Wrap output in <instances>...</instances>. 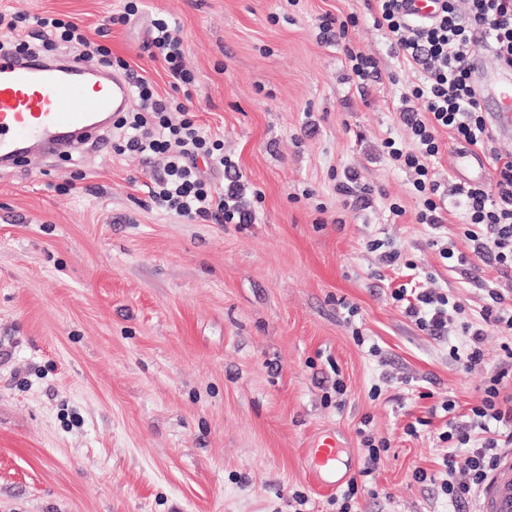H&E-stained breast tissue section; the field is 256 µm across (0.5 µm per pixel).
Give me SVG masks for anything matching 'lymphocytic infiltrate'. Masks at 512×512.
<instances>
[{"instance_id":"1","label":"lymphocytic infiltrate","mask_w":512,"mask_h":512,"mask_svg":"<svg viewBox=\"0 0 512 512\" xmlns=\"http://www.w3.org/2000/svg\"><path fill=\"white\" fill-rule=\"evenodd\" d=\"M436 16L428 22L412 21L403 12V0H365L376 29L397 46L405 68L417 71L401 98L399 118L410 131V142L386 139L384 147L390 163L414 175L412 186L420 199L417 223L439 230L454 208H462L466 218L463 235L472 246L471 255L455 254L444 247L443 258L467 264L469 257L495 264L501 272H512V156L491 153L497 173L494 188L481 183L455 182L445 187L436 179L434 163L442 148L440 130L452 139L479 149L489 147L487 129L478 92L471 82L470 61L479 52L491 55L498 65L512 66V0H439ZM355 15L340 18L324 15L322 29L334 30L335 42L342 46L350 76L357 89L367 80H380L379 61L355 50L348 38L356 26ZM10 32L0 42V51L32 55L37 49L78 50L81 59L98 68L130 75L138 106L123 113L114 123L112 141L115 155L135 154L157 161L150 194L155 206L176 217L215 224H252L255 213L241 202L242 175L224 153V143L206 134L189 105L178 92H189L196 84L194 73L184 65V45L162 19L152 22L145 48L162 59L170 78L172 95L160 96L153 82L131 75L122 58L113 56L102 44L91 42L74 22L57 18L29 17L17 12L0 13V29ZM208 165L223 172L224 190L216 192L200 167ZM392 299L401 304L407 317L434 336L459 324L464 343L456 361L473 369L484 364L482 348L487 327L512 331V302L498 291L477 316L463 318V306L453 296L417 285L396 288ZM512 377V349H505L493 375L483 389L479 405L460 415L454 402L442 403L447 417L440 441L448 445L443 459L446 477L441 489L456 507L475 499L488 475L497 467L501 449L512 446V393H504L505 378Z\"/></svg>"}]
</instances>
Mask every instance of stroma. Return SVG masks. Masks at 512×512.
<instances>
[{
  "instance_id": "stroma-1",
  "label": "stroma",
  "mask_w": 512,
  "mask_h": 512,
  "mask_svg": "<svg viewBox=\"0 0 512 512\" xmlns=\"http://www.w3.org/2000/svg\"><path fill=\"white\" fill-rule=\"evenodd\" d=\"M122 7L0 0L78 23L163 96L164 65L143 46L150 19H166L196 75L197 122L262 195L257 221L156 208L149 163L108 146L0 168V512H292L296 492L305 512H336V489L309 474L312 447L335 437L355 478L364 431L390 448L355 512H454L436 480L445 420L430 409L479 403L512 333L488 328L484 367L463 369L457 330L406 317L391 298L404 276L367 243L389 242L471 310L490 289L512 296V273L453 265L413 221L412 177L382 143L408 137L394 108L415 73L363 0H142L98 37ZM327 13L358 15L351 43L388 78L357 92L317 28ZM438 138L440 174L493 185L447 130ZM347 170L369 208L337 195ZM418 468L432 481L416 483Z\"/></svg>"
}]
</instances>
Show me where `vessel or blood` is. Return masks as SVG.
<instances>
[{
  "label": "vessel or blood",
  "instance_id": "b4317fda",
  "mask_svg": "<svg viewBox=\"0 0 512 512\" xmlns=\"http://www.w3.org/2000/svg\"><path fill=\"white\" fill-rule=\"evenodd\" d=\"M477 90L496 99L495 130L511 131L512 69H498L492 83ZM132 104V85L124 75L76 58L49 62L0 56V166L75 151ZM314 459L316 479L336 486L341 462L335 441H318ZM480 504V512H512V455L482 485Z\"/></svg>",
  "mask_w": 512,
  "mask_h": 512
}]
</instances>
